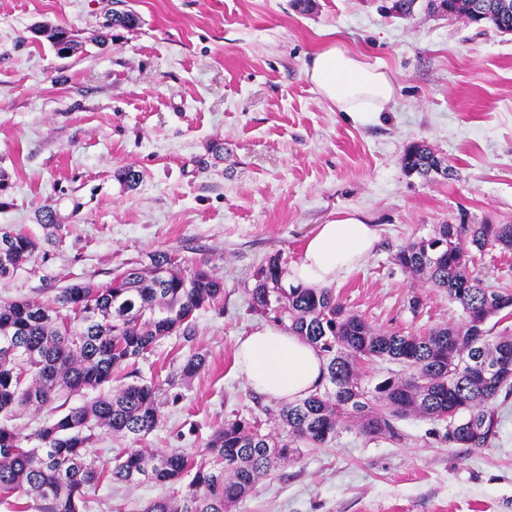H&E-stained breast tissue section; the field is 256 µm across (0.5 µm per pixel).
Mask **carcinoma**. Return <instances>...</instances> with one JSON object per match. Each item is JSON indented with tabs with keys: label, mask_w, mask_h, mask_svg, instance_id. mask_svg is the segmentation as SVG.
I'll return each mask as SVG.
<instances>
[{
	"label": "carcinoma",
	"mask_w": 512,
	"mask_h": 512,
	"mask_svg": "<svg viewBox=\"0 0 512 512\" xmlns=\"http://www.w3.org/2000/svg\"><path fill=\"white\" fill-rule=\"evenodd\" d=\"M430 14L463 17L512 33V0H391L387 10L402 19L418 2ZM404 171L425 179L451 174L428 146L409 145ZM0 252V279L29 261L37 243L11 231ZM512 250V224H438L427 238L402 245L394 261L431 288L447 291L464 321L435 326L423 334L374 329L344 307L330 288H286L280 256L256 272L250 308L274 313L279 322L312 345L326 360L327 386L277 411L288 432L277 441L246 418L226 421L206 443L212 461L184 452L156 454L130 448L106 469L92 445L104 434L144 437L161 422L160 387L135 382L70 407L56 404L67 393L112 384L119 366L153 351L173 334L190 340L195 313L224 296L223 282L199 266L183 272L159 252L152 270L129 267L105 286L70 285L46 300L0 303V501L25 496L35 512H92L112 504L90 501L85 490L111 479L130 487L145 482L176 485L194 472L181 499L162 498L144 512H233L257 480L275 464L300 457L298 443L321 447L356 428L369 439H399L397 423L409 416L445 424L443 437L461 448H489L498 436L496 402L512 394V335H492L488 321L512 315V286L485 284L474 273L476 254ZM385 361L397 371L377 381L362 365ZM194 354L180 367L185 378L205 366ZM49 409L55 417L36 433L40 445L23 447L17 412Z\"/></svg>",
	"instance_id": "cac0c4a2"
}]
</instances>
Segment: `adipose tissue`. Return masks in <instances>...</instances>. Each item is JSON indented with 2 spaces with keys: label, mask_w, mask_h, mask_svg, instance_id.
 Masks as SVG:
<instances>
[{
  "label": "adipose tissue",
  "mask_w": 512,
  "mask_h": 512,
  "mask_svg": "<svg viewBox=\"0 0 512 512\" xmlns=\"http://www.w3.org/2000/svg\"><path fill=\"white\" fill-rule=\"evenodd\" d=\"M305 73L323 99L359 125L373 122L396 93L383 66L336 42L312 54ZM376 242L375 225L359 213L343 214L304 241L285 280L294 287H333L373 252ZM235 360L254 390L287 402L307 397L326 373V362L315 348L276 323L242 338Z\"/></svg>",
  "instance_id": "ef3b65f1"
}]
</instances>
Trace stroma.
<instances>
[{
    "label": "stroma",
    "mask_w": 512,
    "mask_h": 512,
    "mask_svg": "<svg viewBox=\"0 0 512 512\" xmlns=\"http://www.w3.org/2000/svg\"><path fill=\"white\" fill-rule=\"evenodd\" d=\"M383 0H125L140 22L108 29L113 0H0V228L38 247L0 280V300L44 299L75 283L102 286L166 252L224 283L197 312L192 341L172 335L119 369L115 384L152 379L161 422L144 439L99 438L100 462L122 449L203 455L214 426L257 420L284 440L278 399L235 367L255 274L293 261L321 224L357 212L375 224V253L336 284L350 311L383 332L458 322L462 311L393 261L435 225L512 224V34L458 17L387 15ZM72 28L81 47L58 56L46 35ZM111 33L106 46L95 36ZM391 74L393 101L357 125L322 99L304 64L328 40ZM414 142L453 169L405 174ZM139 171L127 187L122 168ZM54 211L56 242L37 217ZM419 296V310L409 301ZM207 363L179 377L193 353ZM489 448H456L429 420L401 421V441L345 432L275 468L234 512H512V399ZM170 487L103 483L88 497L144 512Z\"/></svg>",
    "instance_id": "1"
}]
</instances>
